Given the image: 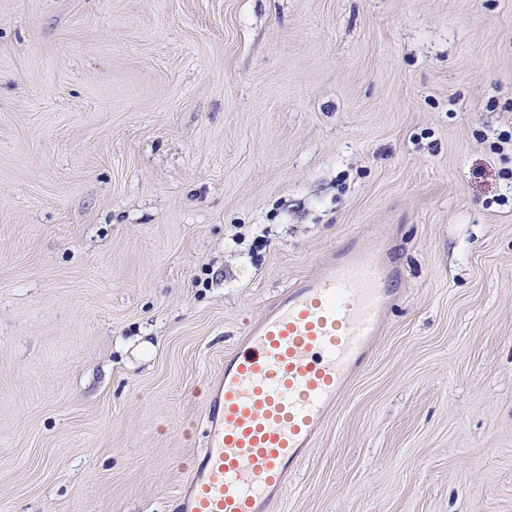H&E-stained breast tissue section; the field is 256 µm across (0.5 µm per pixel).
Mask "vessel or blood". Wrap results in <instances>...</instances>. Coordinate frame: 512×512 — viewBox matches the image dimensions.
<instances>
[{
	"label": "vessel or blood",
	"mask_w": 512,
	"mask_h": 512,
	"mask_svg": "<svg viewBox=\"0 0 512 512\" xmlns=\"http://www.w3.org/2000/svg\"><path fill=\"white\" fill-rule=\"evenodd\" d=\"M391 249L382 235L354 236L249 324L213 383L207 446L176 512H271L395 301Z\"/></svg>",
	"instance_id": "vessel-or-blood-1"
}]
</instances>
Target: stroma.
I'll use <instances>...</instances> for the list:
<instances>
[{
	"label": "stroma",
	"instance_id": "stroma-1",
	"mask_svg": "<svg viewBox=\"0 0 512 512\" xmlns=\"http://www.w3.org/2000/svg\"><path fill=\"white\" fill-rule=\"evenodd\" d=\"M512 0H0V512H175L247 325L403 272L274 512H512Z\"/></svg>",
	"mask_w": 512,
	"mask_h": 512
}]
</instances>
